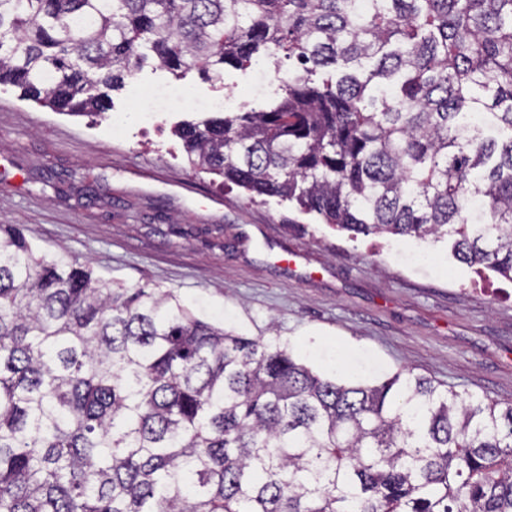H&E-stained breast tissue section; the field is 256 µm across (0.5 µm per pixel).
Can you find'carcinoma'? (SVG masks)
I'll return each instance as SVG.
<instances>
[{
	"instance_id": "1",
	"label": "carcinoma",
	"mask_w": 512,
	"mask_h": 512,
	"mask_svg": "<svg viewBox=\"0 0 512 512\" xmlns=\"http://www.w3.org/2000/svg\"><path fill=\"white\" fill-rule=\"evenodd\" d=\"M262 59L275 99L176 127L193 167L512 280V0H0V85L62 114ZM0 512H512V403L317 371L0 224Z\"/></svg>"
}]
</instances>
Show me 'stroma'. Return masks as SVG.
<instances>
[{"mask_svg":"<svg viewBox=\"0 0 512 512\" xmlns=\"http://www.w3.org/2000/svg\"><path fill=\"white\" fill-rule=\"evenodd\" d=\"M189 73L187 97L145 126L137 88L174 82L145 67L113 96L115 118L59 114L0 87V224L104 278L172 293L237 333H275L329 367L407 366L455 390L512 401V281L454 259L446 243L358 237L276 198L192 169L175 122L227 98L258 108L279 81Z\"/></svg>","mask_w":512,"mask_h":512,"instance_id":"1","label":"stroma"}]
</instances>
